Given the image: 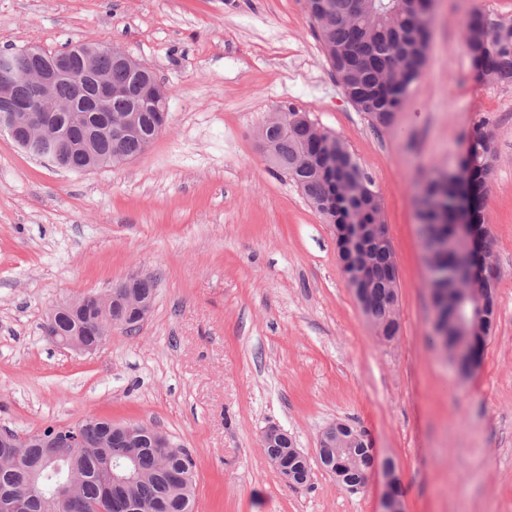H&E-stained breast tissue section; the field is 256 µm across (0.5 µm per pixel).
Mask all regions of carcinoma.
I'll return each instance as SVG.
<instances>
[{"instance_id":"carcinoma-1","label":"carcinoma","mask_w":512,"mask_h":512,"mask_svg":"<svg viewBox=\"0 0 512 512\" xmlns=\"http://www.w3.org/2000/svg\"><path fill=\"white\" fill-rule=\"evenodd\" d=\"M428 0H307L311 19L317 23L325 57L336 72L344 95L357 111L366 114L373 125L389 128L407 102L413 84L420 77L428 60L431 16L425 14ZM466 47L471 66L481 81L512 85V22L492 18L477 11L466 23ZM74 75L56 86L57 98L80 106L96 93V83L81 76L83 70L80 50L71 55ZM97 75L125 88V93L112 97L107 110L122 117L143 102L142 86L146 74H134L119 64L109 53L97 61ZM30 99V89L23 82L11 86L9 94L0 96V114L13 108L22 109ZM277 112L288 114V133L279 126L268 127L272 153L267 156L271 165L287 176L305 195L311 207L327 224L339 225L353 214L365 229L363 246L367 249L368 269L363 279L365 305L362 312L367 321L384 340L395 338L400 331L397 312L398 283L396 263L390 240L374 229L381 223V200L374 184L347 145L339 136L330 133L320 137L316 124L289 104ZM60 123L67 140L70 170L84 172L96 164L102 168L130 160L145 151L156 139L151 128L141 130L124 140L119 147L105 133L91 141L92 151L80 145L88 142L90 113L66 112ZM21 149L39 158L45 144L37 136L22 134ZM495 152L494 138L485 122L474 124L467 163L473 179L466 192L471 199V224L475 232L493 240L484 224V198L488 171ZM429 195L441 197L439 209L417 211L418 223L424 227L431 242L426 255L432 280L428 282L431 302L439 308L441 322L452 318L461 303L456 291L461 279L457 275L466 256L457 248L454 238L457 200L464 190L450 180H432L423 187ZM485 288L488 323L496 312L498 273L490 275ZM100 295L89 294L79 299L83 311L63 315L60 328L67 339L77 337L78 328L96 320ZM463 304V303H461ZM470 312L471 303L463 304ZM468 347L472 361L482 359L487 338L478 332L461 337ZM108 421L87 417L67 427H61L69 441L58 448H29L20 459H14L16 449L0 448V512H57L50 498L49 487L56 477L43 476L37 484L29 482L33 460L44 455L57 456L76 466L83 480L72 489L65 512H89L92 505H104L115 495L112 474L102 466L105 459L120 464L128 448H106ZM355 442H333L330 448L318 449L319 456L337 464L340 486L347 492L357 486L364 472L374 464L369 448L364 446L366 433L351 428ZM140 473L125 490L140 512H193L196 491L195 462L191 453L179 444L172 448H135ZM269 457L282 461L293 475L292 487L310 480L311 466L303 457L285 447L269 445L264 448Z\"/></svg>"}]
</instances>
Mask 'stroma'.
<instances>
[{"label": "stroma", "mask_w": 512, "mask_h": 512, "mask_svg": "<svg viewBox=\"0 0 512 512\" xmlns=\"http://www.w3.org/2000/svg\"><path fill=\"white\" fill-rule=\"evenodd\" d=\"M475 11L512 20V0H436L427 64L377 128L346 99L307 0H0V49L118 46L170 92L165 131L115 166L59 169L0 132V427L155 426L194 458V512H377L388 457L407 512H512V86L474 77ZM283 103L340 135L374 181L398 271L393 340L357 304L334 226L265 158L259 130ZM482 119L497 143L498 313L464 380L431 339L414 195ZM133 275L157 279L138 332L113 328L87 354L44 336L52 306ZM336 421L371 439L365 488L318 467L290 488L264 429L311 457Z\"/></svg>", "instance_id": "35a3bbf8"}]
</instances>
